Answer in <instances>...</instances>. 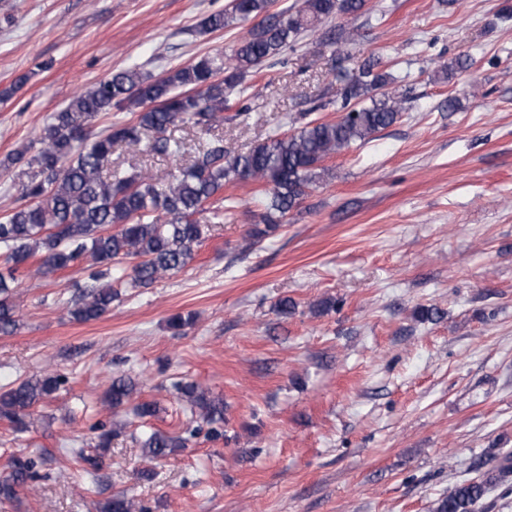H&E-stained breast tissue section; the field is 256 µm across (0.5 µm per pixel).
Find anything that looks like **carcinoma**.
<instances>
[{
  "label": "carcinoma",
  "instance_id": "obj_1",
  "mask_svg": "<svg viewBox=\"0 0 512 512\" xmlns=\"http://www.w3.org/2000/svg\"><path fill=\"white\" fill-rule=\"evenodd\" d=\"M364 0H301L296 9L274 11L273 0H232L228 8L201 22L204 33L253 25L229 57L204 55L161 76L144 74L131 67L113 74L53 113L38 137L35 155L19 151L8 164L22 167L23 203L0 219V247L5 249L6 272H0V333L17 328L15 290L25 276L49 277L84 259L87 281L78 301L69 309L78 322L96 321L107 314L119 293L115 284L146 288L165 275L185 269L194 259V246L202 225L194 216L205 211L224 186L251 182L258 188L264 212L248 233L259 240L279 228L308 190L329 170L322 163L356 143L364 144L390 127L405 110L406 98L388 90L392 77L377 73L378 62L365 60L358 69L336 76L341 86L328 89L325 100L313 110L334 107L342 115L333 122L311 120L291 133H275L247 154L231 155L224 137L215 130L224 124L230 97L239 110L246 109L243 82L264 64L287 63L285 54L300 35L339 14H353ZM355 33H329L323 46L349 54ZM131 112L135 118L112 124L94 138L84 133L101 112ZM179 125L199 134L198 156L177 167L159 182L146 167L128 170L112 167L115 146L125 144L177 163L183 142L170 130ZM65 383L55 373L22 381L0 391V419L18 428L25 418ZM130 376L112 380L104 403L117 410L137 393ZM174 391L208 426L207 435L224 432V400L193 382L177 381ZM98 453L72 449L73 458L84 464L83 472L100 468L103 453L122 433L120 424L107 429L95 424ZM199 425H188L179 434L160 430L142 442L144 452L164 458L196 438ZM37 462L15 457L11 473L0 481V507L12 505L19 489L37 476ZM512 476V453L499 465L478 477L457 483L435 503L433 512H477L480 502L499 483ZM99 512H147L123 494L104 499Z\"/></svg>",
  "mask_w": 512,
  "mask_h": 512
}]
</instances>
